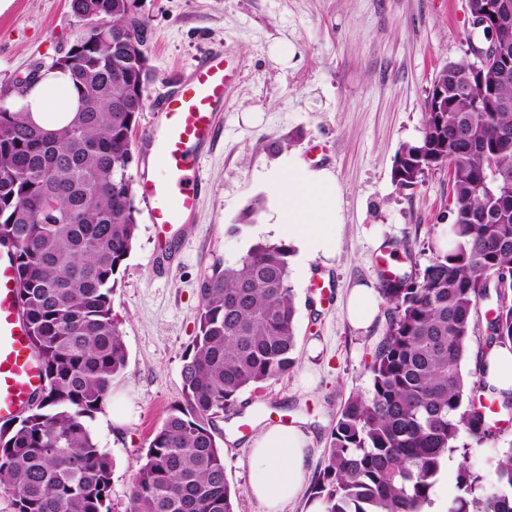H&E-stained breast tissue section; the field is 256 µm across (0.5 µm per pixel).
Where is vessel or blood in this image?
I'll return each mask as SVG.
<instances>
[{
    "label": "vessel or blood",
    "mask_w": 512,
    "mask_h": 512,
    "mask_svg": "<svg viewBox=\"0 0 512 512\" xmlns=\"http://www.w3.org/2000/svg\"><path fill=\"white\" fill-rule=\"evenodd\" d=\"M237 74L224 49L208 53L161 105L160 125L145 138L162 170L142 182L146 198L171 199L149 213L160 232L191 223L204 188L196 172L202 149L215 140L229 84ZM46 385L34 354L7 247L0 246V420L26 411Z\"/></svg>",
    "instance_id": "obj_1"
}]
</instances>
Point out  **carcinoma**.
<instances>
[{
    "label": "carcinoma",
    "instance_id": "cac0c4a2",
    "mask_svg": "<svg viewBox=\"0 0 512 512\" xmlns=\"http://www.w3.org/2000/svg\"><path fill=\"white\" fill-rule=\"evenodd\" d=\"M125 4L70 0L73 14L93 9L103 27L80 31L61 67L79 102L68 123L46 128L19 110L0 112V244L11 248L46 378L35 409L0 427V489L14 512H111L113 461L87 421L127 362L112 294L137 237L132 131L150 74L145 51L122 41ZM437 78L448 110L424 113L394 181L413 187L427 169L453 168L448 247L421 272L381 280L389 317L369 366L371 392L344 404L314 485L325 512H423L446 458L507 433L499 415L512 411V387L491 379L498 352L512 353V186L496 179L512 172V69L494 88L509 106L493 111L480 84L463 88V61ZM292 253L259 239L201 281L182 397L140 458L130 512H234L216 419L297 364ZM492 296L470 380L463 363L475 314ZM457 488L448 512H512V447L494 482L463 467Z\"/></svg>",
    "mask_w": 512,
    "mask_h": 512
}]
</instances>
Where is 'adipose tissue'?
<instances>
[{"label": "adipose tissue", "instance_id": "adipose-tissue-1", "mask_svg": "<svg viewBox=\"0 0 512 512\" xmlns=\"http://www.w3.org/2000/svg\"><path fill=\"white\" fill-rule=\"evenodd\" d=\"M20 107L33 121L44 124L68 120L78 100L68 74L54 70L26 89ZM264 180L276 190L267 215L274 237L296 247L300 254L325 261L334 258L336 227L343 216L332 173L310 169L291 153L267 170ZM307 466L308 436L302 429L264 427L250 444L248 493L266 512H283L301 492Z\"/></svg>", "mask_w": 512, "mask_h": 512}]
</instances>
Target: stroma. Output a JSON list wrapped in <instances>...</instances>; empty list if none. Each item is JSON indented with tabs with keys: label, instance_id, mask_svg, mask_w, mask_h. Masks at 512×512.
<instances>
[{
	"label": "stroma",
	"instance_id": "35a3bbf8",
	"mask_svg": "<svg viewBox=\"0 0 512 512\" xmlns=\"http://www.w3.org/2000/svg\"><path fill=\"white\" fill-rule=\"evenodd\" d=\"M150 19L151 68L145 105L133 132L134 179L157 174L142 137L176 82L204 52L224 48L240 75L224 100L219 136L198 160L207 184L199 211L181 237L161 238L149 212L164 200L135 196L137 241L117 275L112 313L127 364L103 413L89 428L113 460L112 512H127L138 460L170 406L181 397L183 356L197 331L199 285L216 264H231L263 235L272 189L263 173L295 151L337 180L343 223L337 255L290 260L298 363L289 374L245 390L216 421L224 470L238 490L236 512H265L247 493L249 445L265 426L286 420L311 437L301 497L286 512H307L330 433L347 399L368 394L369 365L388 320L380 304L371 327L347 321L354 285L379 287L388 271L424 270L448 235L452 183L447 168L413 188L392 178L403 144L419 139L431 82L473 41L465 0H140ZM80 24L68 0H11L0 12V106L18 109L19 84L50 68L70 48ZM294 49L277 61L273 46ZM257 215L248 216V207ZM331 285L320 300L313 280ZM508 437L448 460L436 483L441 504L457 495L460 467L494 477Z\"/></svg>",
	"mask_w": 512,
	"mask_h": 512
}]
</instances>
